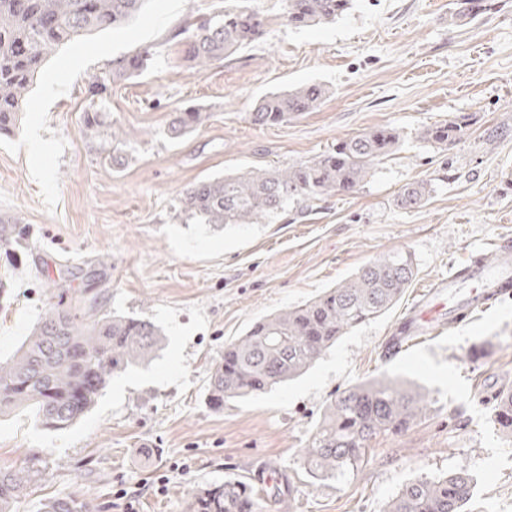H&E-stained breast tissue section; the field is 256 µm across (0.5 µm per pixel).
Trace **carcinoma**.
Masks as SVG:
<instances>
[{"label": "carcinoma", "instance_id": "carcinoma-1", "mask_svg": "<svg viewBox=\"0 0 512 512\" xmlns=\"http://www.w3.org/2000/svg\"><path fill=\"white\" fill-rule=\"evenodd\" d=\"M146 0H0V134L19 127L31 92L48 56L95 30L118 28L136 16ZM489 0H457L450 16L468 23L491 10ZM352 8V0H285L284 19L299 29L333 23ZM266 20L248 0H233L220 15L189 24L187 58L203 71L232 57L263 36ZM145 49L116 62L87 84L85 133L93 136L106 122L103 93L142 72ZM328 94L311 82L262 97L249 113L256 126L285 123L318 107ZM201 107L177 112L169 138L177 140L203 126ZM467 118L423 128L420 138L440 147L461 139ZM400 132L389 126L341 140L336 148L288 166L252 168L201 180L180 197V210L213 229L227 224H264L286 208L305 214L322 199L348 195L372 176L375 164L393 155ZM430 184L407 183L396 198L403 209L428 200ZM417 274L413 254L391 251L366 263L354 277L310 301L280 310L250 325L224 345V355L209 377V402L216 410L265 394L305 373L349 330L391 309ZM163 345L161 329L132 316L94 309L77 313L63 295L49 303L15 354L0 360V414L30 409L50 430L76 423L95 403L113 374L136 365ZM427 403L426 394L398 376L358 383L330 399L315 425L303 458L314 475L334 476L361 460L379 435L408 430ZM501 429L512 433V393L497 398ZM33 465L0 469V512H12L19 493L37 481ZM473 479L466 472L418 477L388 501L384 512H462ZM80 494L50 499L40 512H95ZM188 512H261L255 485L239 479L210 485L194 494Z\"/></svg>", "mask_w": 512, "mask_h": 512}]
</instances>
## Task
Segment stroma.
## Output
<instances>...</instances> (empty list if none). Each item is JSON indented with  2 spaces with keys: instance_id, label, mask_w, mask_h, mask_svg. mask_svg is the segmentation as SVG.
<instances>
[{
  "instance_id": "stroma-1",
  "label": "stroma",
  "mask_w": 512,
  "mask_h": 512,
  "mask_svg": "<svg viewBox=\"0 0 512 512\" xmlns=\"http://www.w3.org/2000/svg\"><path fill=\"white\" fill-rule=\"evenodd\" d=\"M455 0H354L336 23L295 29L284 0H251L266 36L205 71L190 67L186 22L224 0H148L118 30L60 48L30 93L22 124L0 136V357L28 336L58 292L81 307L147 319L163 347L114 375L94 408L65 430L30 412L0 416V468L36 464L42 477L14 512L81 492L100 512H186L195 490L262 477L263 512H381L409 481L464 471L463 512H512V434L493 403L512 391V296L468 321L415 328L427 287L471 254L512 239V0L449 24ZM149 50L140 74L111 86L105 110L125 137L126 161L104 163L112 137L86 136L85 84ZM327 86L318 108L287 123L248 119L270 92ZM210 115L173 141L171 113ZM466 114L450 147L425 126ZM401 134L357 192L315 202L304 217L214 231L183 220L177 200L199 180L292 164L374 127ZM39 140L40 153L28 144ZM425 179L427 203L398 208L401 187ZM411 251L417 275L386 314L349 331L304 376L267 395L214 410L207 379L224 344L254 321L315 297L363 265ZM388 373L424 389L428 404L399 435H381L357 468L313 478L301 450L332 394Z\"/></svg>"
}]
</instances>
